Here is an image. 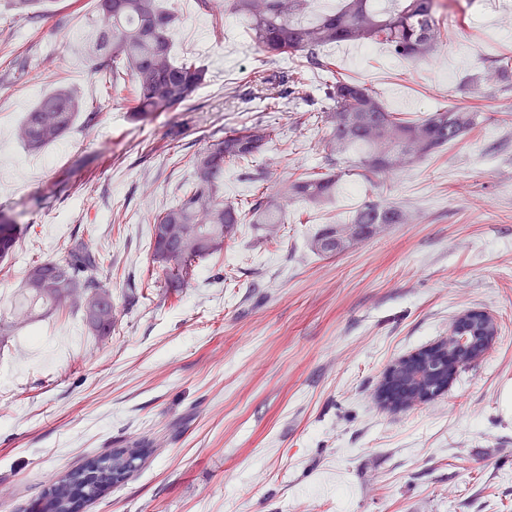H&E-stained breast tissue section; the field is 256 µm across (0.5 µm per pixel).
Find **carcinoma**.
<instances>
[{
  "label": "carcinoma",
  "instance_id": "1",
  "mask_svg": "<svg viewBox=\"0 0 512 512\" xmlns=\"http://www.w3.org/2000/svg\"><path fill=\"white\" fill-rule=\"evenodd\" d=\"M165 0H97L104 24L94 41L97 72L105 78L124 73L131 81L127 111L137 120L169 112L188 101L206 81V69L194 62L175 63L171 36L178 16ZM203 9L226 10L243 19L258 48L273 57L299 56L304 65L280 77L259 74L256 90L284 82L306 84V70L324 75L319 90L327 105L330 154L358 150L364 176L393 174L427 158L474 129L479 110L453 104L418 118L386 110L378 94L365 83L336 71V62L322 55L325 46L344 41L388 46L406 60H424L441 44L444 20L440 0H392L381 10L376 0H344L336 12L310 24L299 21L310 0H198ZM82 104L67 89L39 98L19 126L18 137L27 150L39 152L59 142L71 129ZM276 135V128L254 126L233 130L224 139L197 153L194 179L176 202L153 217L152 262L162 270L164 288L180 295L193 279L198 262L224 252L240 224L265 226V240L278 236L284 223L283 196L265 193L244 205L224 199V165L250 159ZM339 177L331 173L300 175L289 181L286 195L305 204H319L336 192ZM404 214L393 206L365 203L348 224H328L313 239V250L325 256L345 251L359 239L378 234L389 224H401ZM17 242V227L0 217V258ZM21 294L32 319L39 313L73 309L82 312L89 333L101 339L112 335L116 317L112 285L104 275V259L82 239L67 241L58 259L31 265L22 280ZM428 391L405 370L392 377L385 400L403 403L406 396L427 402ZM151 449L141 443L121 445L87 457L79 466L54 478L41 495V512H79L124 484L141 470Z\"/></svg>",
  "mask_w": 512,
  "mask_h": 512
}]
</instances>
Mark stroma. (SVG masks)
Instances as JSON below:
<instances>
[{"label":"stroma","instance_id":"stroma-1","mask_svg":"<svg viewBox=\"0 0 512 512\" xmlns=\"http://www.w3.org/2000/svg\"><path fill=\"white\" fill-rule=\"evenodd\" d=\"M180 18L176 61L205 66L182 106L133 120L128 83L101 86L87 52L96 0H43L36 19L0 0V213L21 231L0 259V512H36L49 480L115 443L143 441V468L85 512H512V88L494 73L512 56V0L465 10L445 46L412 62L383 44L326 47L343 76L392 112L481 108L461 141L391 175L327 162L320 74L277 111L251 94L254 75H288L245 22L165 0ZM76 92L97 123L32 153L16 136L40 94ZM255 124L281 136L224 170V196L284 191L298 174L336 170L335 195L289 202L277 242L240 225L218 259L199 263L180 297L152 264L149 226L193 178V157ZM374 200L402 210L347 251L322 256L314 236ZM112 266L117 321L103 341L81 312L28 320L17 309L32 262L71 237ZM498 324L493 346L434 400L382 407L395 359L448 338L467 310Z\"/></svg>","mask_w":512,"mask_h":512}]
</instances>
